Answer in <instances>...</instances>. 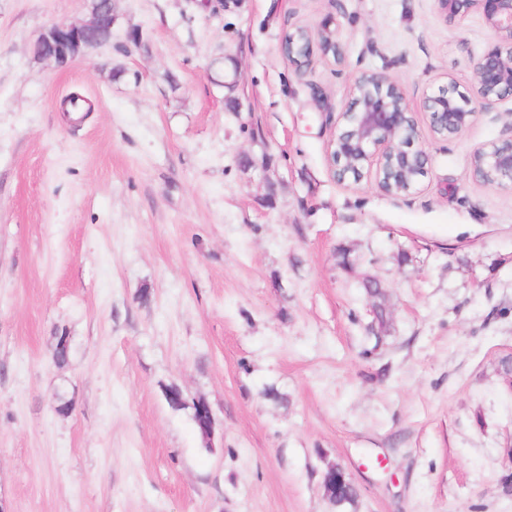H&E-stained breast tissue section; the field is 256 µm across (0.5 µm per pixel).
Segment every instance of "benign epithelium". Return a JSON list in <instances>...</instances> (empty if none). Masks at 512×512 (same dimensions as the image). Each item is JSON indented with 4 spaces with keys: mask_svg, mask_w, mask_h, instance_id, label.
Returning <instances> with one entry per match:
<instances>
[{
    "mask_svg": "<svg viewBox=\"0 0 512 512\" xmlns=\"http://www.w3.org/2000/svg\"><path fill=\"white\" fill-rule=\"evenodd\" d=\"M449 18L479 13L493 34V43L473 61L472 96L464 97L453 84L442 85L424 97L420 109L429 117L433 138L448 139L465 131L482 112L512 98V0H437ZM116 20L114 0H97L85 23L56 22L33 45V55L66 65L88 48L103 45ZM310 37L288 47L286 59L298 70L307 68L318 53L340 65L345 56L337 31L325 23ZM340 127L330 143L334 176L340 182H359L364 172L383 194L407 197L420 182L411 181L416 170L426 175L430 154L419 128L417 112L403 84L385 72L365 71L355 78L350 98L340 113ZM475 178L488 185L512 190V123L490 148L473 152ZM344 469L329 464L322 472L326 498L336 501V477Z\"/></svg>",
    "mask_w": 512,
    "mask_h": 512,
    "instance_id": "1",
    "label": "benign epithelium"
}]
</instances>
